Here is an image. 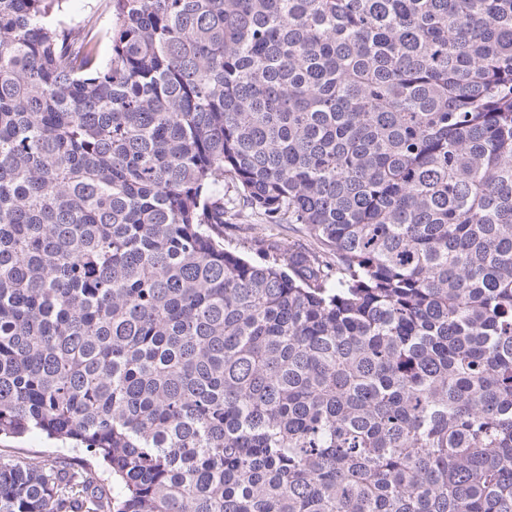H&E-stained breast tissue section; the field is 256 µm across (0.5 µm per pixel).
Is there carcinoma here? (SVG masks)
Returning a JSON list of instances; mask_svg holds the SVG:
<instances>
[{"label":"carcinoma","instance_id":"cac0c4a2","mask_svg":"<svg viewBox=\"0 0 512 512\" xmlns=\"http://www.w3.org/2000/svg\"><path fill=\"white\" fill-rule=\"evenodd\" d=\"M68 2L0 0V435L119 491L0 512H512V0ZM272 238L284 248L299 244H313L306 232L299 229V225L282 224L269 226L268 224L228 225L224 228L225 246L237 247L248 259L258 260L260 252L257 249L262 244H268ZM61 457H67L79 466L82 459L92 461L85 449L71 448L68 443L50 440L37 432L21 438L0 436L1 461L36 459L46 467H51Z\"/></svg>","mask_w":512,"mask_h":512}]
</instances>
